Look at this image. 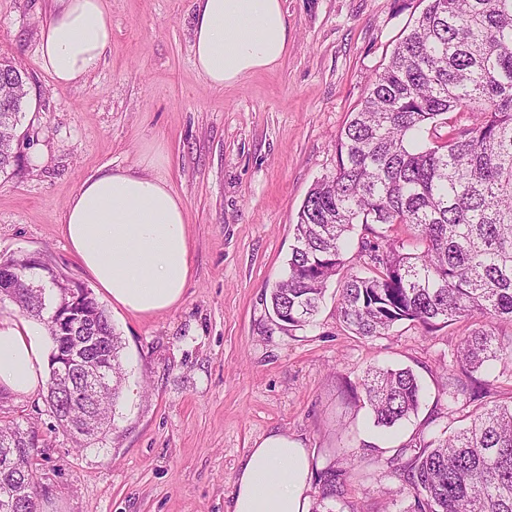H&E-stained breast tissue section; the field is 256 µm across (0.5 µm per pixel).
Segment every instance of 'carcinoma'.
<instances>
[{
  "label": "carcinoma",
  "instance_id": "obj_1",
  "mask_svg": "<svg viewBox=\"0 0 512 512\" xmlns=\"http://www.w3.org/2000/svg\"><path fill=\"white\" fill-rule=\"evenodd\" d=\"M25 73L0 62V173L17 160L20 117L28 102ZM478 118L458 128L448 114ZM450 125L446 136L436 134ZM364 226L352 259L361 270L340 281L339 318L356 334L383 336L401 320L425 328L461 318L486 324L463 337L455 363L472 378L491 361H512V343L493 324L512 323V0H430L411 32L346 124L334 172L308 192L294 224L287 275L270 288L285 329L313 321L326 285L346 266L350 233ZM402 224L422 248L409 249L376 225ZM56 284L17 288L23 316L56 328L43 305ZM88 332L112 354V385L90 413L69 395L77 376L47 389L45 401L63 426L89 416L91 428L71 433L84 447L104 433L125 371L121 337L103 306ZM363 389L377 425L393 427L417 411L421 388L409 368H377ZM34 436L18 423L0 425V489L21 487L16 512H36ZM386 466L403 475L417 512H512V404L477 405L469 424L424 443ZM350 472L319 476L314 512Z\"/></svg>",
  "mask_w": 512,
  "mask_h": 512
}]
</instances>
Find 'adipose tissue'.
<instances>
[{
  "instance_id": "ef3b65f1",
  "label": "adipose tissue",
  "mask_w": 512,
  "mask_h": 512,
  "mask_svg": "<svg viewBox=\"0 0 512 512\" xmlns=\"http://www.w3.org/2000/svg\"><path fill=\"white\" fill-rule=\"evenodd\" d=\"M112 41L103 0H58L38 47L44 69L61 85L97 70ZM193 64L214 86L280 62L288 50L282 0H198ZM62 233L94 286L113 304L152 316L177 304L191 272L185 206L163 178L108 170L84 181L68 202ZM45 330L0 316V388L30 395L47 382ZM310 456L274 433L247 456L233 484L229 512H310Z\"/></svg>"
}]
</instances>
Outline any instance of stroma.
I'll return each instance as SVG.
<instances>
[{
  "label": "stroma",
  "instance_id": "stroma-1",
  "mask_svg": "<svg viewBox=\"0 0 512 512\" xmlns=\"http://www.w3.org/2000/svg\"><path fill=\"white\" fill-rule=\"evenodd\" d=\"M104 4L112 42L95 73L64 86L38 52L56 0H0V59L24 67L31 100L19 159L0 174V257L37 254L86 282L61 231L66 204L98 171H143L155 143L153 173L185 205L193 273L152 317L109 309L127 381L99 442L76 447L43 393H0V420L37 438L39 512H226L245 454L273 433L307 448L315 476L359 456L336 512H413L381 464L466 423L473 405L449 404L446 368L474 320L429 332L401 321L365 338L339 319L334 280L315 322L287 331L265 297L342 130L429 0H283L284 60L221 88L192 64L196 0ZM383 366L410 368L423 387L417 413L390 429L362 389Z\"/></svg>",
  "mask_w": 512,
  "mask_h": 512
}]
</instances>
